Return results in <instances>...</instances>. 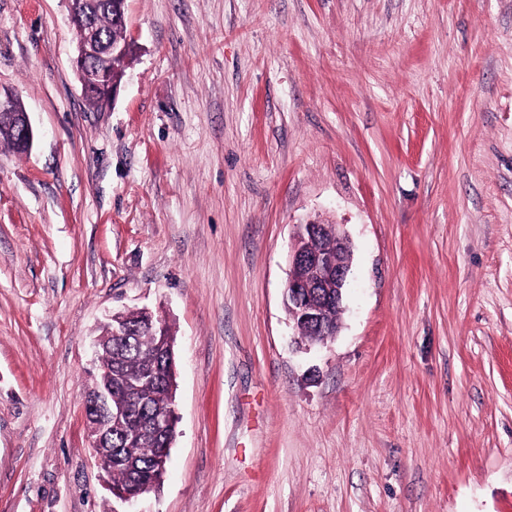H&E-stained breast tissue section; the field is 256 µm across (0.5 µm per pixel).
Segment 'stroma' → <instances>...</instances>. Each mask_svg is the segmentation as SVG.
<instances>
[{"label":"stroma","mask_w":512,"mask_h":512,"mask_svg":"<svg viewBox=\"0 0 512 512\" xmlns=\"http://www.w3.org/2000/svg\"><path fill=\"white\" fill-rule=\"evenodd\" d=\"M90 105L66 0H0V512H112L83 398L107 314L175 336L131 512H512V0H127ZM352 244L297 339V225ZM14 99L10 97L2 98L0 95V137L15 149L14 118L11 113H1L10 111L13 108ZM11 112H17L15 115L17 117L15 124L17 144L19 149L23 153H26L31 150L35 139V132L31 125L28 112H23L19 103L16 104L15 110ZM177 422L178 416L176 415L173 405H170L169 407L161 410L160 413L155 416L151 426L152 429L157 433H162L165 435L168 438L169 447H172V443L175 438Z\"/></svg>","instance_id":"1"}]
</instances>
